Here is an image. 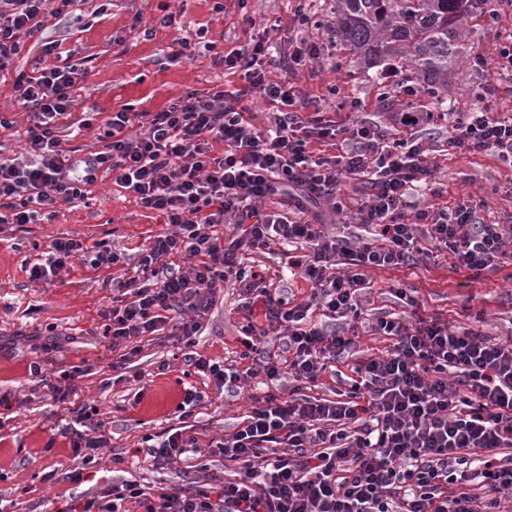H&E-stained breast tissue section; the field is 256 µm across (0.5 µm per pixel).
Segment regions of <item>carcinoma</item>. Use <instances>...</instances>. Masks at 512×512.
Returning a JSON list of instances; mask_svg holds the SVG:
<instances>
[{"mask_svg":"<svg viewBox=\"0 0 512 512\" xmlns=\"http://www.w3.org/2000/svg\"><path fill=\"white\" fill-rule=\"evenodd\" d=\"M336 46L366 65L381 61L427 93L448 83L469 55L463 19L484 0H331Z\"/></svg>","mask_w":512,"mask_h":512,"instance_id":"obj_1","label":"carcinoma"}]
</instances>
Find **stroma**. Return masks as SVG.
<instances>
[{
    "label": "stroma",
    "instance_id": "35a3bbf8",
    "mask_svg": "<svg viewBox=\"0 0 512 512\" xmlns=\"http://www.w3.org/2000/svg\"><path fill=\"white\" fill-rule=\"evenodd\" d=\"M162 3L175 11L178 27L160 28L150 36L131 30L133 10H141L148 20ZM97 5V0H75L72 17L50 32L62 49L74 50L77 58L88 61L87 77L75 92L74 114L88 111L108 116L126 107L158 112L187 91L237 85V77L225 75L212 53L174 64L165 55L172 40L201 27L217 50L233 48L243 38L238 8L218 13L213 0H112L108 12L98 17L94 14ZM296 5L297 0H248L245 10L257 28L277 20L282 35L322 37V30L303 31L294 24ZM493 6V0H485L464 23L472 53L488 60L497 47V33L488 17ZM489 78V72L467 65L438 94L383 99L373 72L340 51L317 76L303 71L296 82L305 93L335 87V95L327 97L323 107L338 122L346 117L340 108L342 100L362 101L364 108L356 113V120L376 124L390 136L394 133L391 113L410 107L437 112L445 104L462 108L473 103V89L483 87ZM0 110L10 113L18 125L17 130L0 131V147L13 154L23 147L18 130L27 125L28 111L18 105L9 77L0 79ZM421 135L439 165L442 202L479 196L488 203L485 221L512 220V196L503 190L512 179V168L486 154L448 153L446 121L424 127ZM166 229L161 216L139 207L129 192L105 180L93 186L89 204L63 203L52 221L0 230V512H57L63 501L83 502L114 480H134L148 488L234 479L236 466L217 455L208 458L204 470L198 469L193 458L161 469L138 458L137 450L144 436L172 428L208 443L231 433L249 413L254 398L269 393L288 395V387L268 382L261 374L241 387L217 390L185 362L183 350L163 336L139 337V352L128 360L121 350H109L100 336L101 314L111 305L112 280L123 275L122 266L96 269L88 257L78 256L56 277L37 283L29 280L25 270L26 261L45 255L59 237L77 239L87 248L105 242L122 250L148 244ZM288 262L287 250L280 247L253 257L256 271L270 282L286 283L296 300H303L308 286L301 279L286 278ZM395 283L415 288L423 316L468 325L479 315L486 335L512 340L510 269L479 280L469 279L467 272L454 271L445 262L371 269L362 290L366 309L400 312L390 294ZM238 303L237 289L225 287L204 321L196 352L227 364L238 361L243 350ZM54 338L59 345L46 355L54 371L47 386L31 374L29 366L37 359L36 346ZM64 370L73 373V380L61 378ZM71 385L78 387L86 412L92 421L101 423L106 438L89 465L75 456L69 439L57 433L62 419L58 393ZM192 386L203 399L187 416L180 405L186 388ZM73 470L82 471V481L68 479Z\"/></svg>",
    "mask_w": 512,
    "mask_h": 512
}]
</instances>
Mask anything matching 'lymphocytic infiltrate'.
<instances>
[{"instance_id": "obj_1", "label": "lymphocytic infiltrate", "mask_w": 512, "mask_h": 512, "mask_svg": "<svg viewBox=\"0 0 512 512\" xmlns=\"http://www.w3.org/2000/svg\"><path fill=\"white\" fill-rule=\"evenodd\" d=\"M74 0H0V74L14 70L29 37L47 18L65 19ZM248 41L216 60L239 76L234 90L185 92L159 112L125 108L96 126L101 151L74 158L59 135L83 64L61 59L32 71L14 70V96L33 117L25 149H0V224L52 220L59 203L87 202L91 186L111 177L136 203L160 214L156 235L129 278L112 284L103 314L109 349L130 347L166 331L175 344L196 343L202 319L226 285L245 298L243 358L272 381L287 380V397L259 399L223 438L200 445L175 431L145 445V458L164 467L179 458L219 455L240 472L221 484L160 487L119 481L64 512H504L512 504V343L470 325L425 317L413 288L393 296L409 315L362 318L360 290L369 268L416 265L430 256L477 279L512 266V224L485 221L484 199L439 203L438 167L419 129L430 112H395L394 138L362 121L340 125L320 96L296 90L298 71L315 69L332 40H271L242 14ZM484 103L453 113L452 154H489L512 167V114L490 99L512 91V29L500 34ZM269 107L261 127L247 102ZM430 191L434 202L415 208ZM371 229L368 238L350 226ZM295 244L293 263L310 296L293 303L245 264L273 242ZM84 246L58 238L44 261L28 264L31 281L55 274ZM188 258L191 269H177ZM389 337L380 356L353 363V378L336 400L306 389L357 347L358 326ZM279 351H272V343Z\"/></svg>"}]
</instances>
